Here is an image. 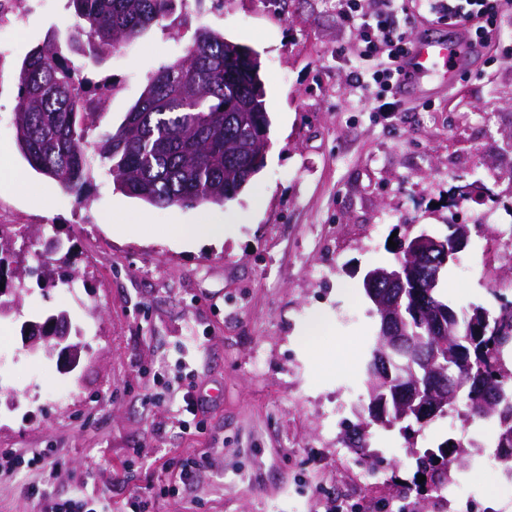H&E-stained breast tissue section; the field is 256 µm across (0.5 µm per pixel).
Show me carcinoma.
Segmentation results:
<instances>
[{"instance_id":"obj_1","label":"carcinoma","mask_w":512,"mask_h":512,"mask_svg":"<svg viewBox=\"0 0 512 512\" xmlns=\"http://www.w3.org/2000/svg\"><path fill=\"white\" fill-rule=\"evenodd\" d=\"M76 24L66 34L68 50L100 64L153 27H168L175 0H69ZM261 62L252 47L233 43L219 31L201 28L185 54L162 66L128 110L117 129L88 146L87 104L101 101L105 83L77 68L53 38L36 46L18 68L15 143L29 166L55 181L66 193L81 197L97 163L107 166L113 189L158 207L193 208L224 205L246 189L264 168L259 146L245 126L256 116L260 132L269 137L266 90ZM71 265L50 268L47 287L73 282ZM430 307L450 311L448 343L433 346L429 323L418 318ZM399 312L427 357L414 366L412 380L418 401L429 398L433 362L447 365L448 375L466 391L473 418L492 419L497 426L495 458L512 472V369L505 350L512 347V306L492 313L483 307L457 314L440 300L428 282L411 285L399 298ZM372 352L365 364L369 398L379 392ZM370 423L348 427V446L364 448L369 424L391 426L419 420L411 413L388 408L379 415L367 406ZM463 442L446 439L417 458L430 475L429 487L448 483L451 462Z\"/></svg>"}]
</instances>
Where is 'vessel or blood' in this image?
I'll use <instances>...</instances> for the list:
<instances>
[{
    "label": "vessel or blood",
    "instance_id": "b4317fda",
    "mask_svg": "<svg viewBox=\"0 0 512 512\" xmlns=\"http://www.w3.org/2000/svg\"><path fill=\"white\" fill-rule=\"evenodd\" d=\"M474 54L468 39L454 26L436 39L412 42L403 61L399 86L404 89L426 79L455 85L464 62Z\"/></svg>",
    "mask_w": 512,
    "mask_h": 512
}]
</instances>
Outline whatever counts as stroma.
I'll return each instance as SVG.
<instances>
[{"label": "stroma", "mask_w": 512, "mask_h": 512, "mask_svg": "<svg viewBox=\"0 0 512 512\" xmlns=\"http://www.w3.org/2000/svg\"><path fill=\"white\" fill-rule=\"evenodd\" d=\"M394 21L413 40L433 34L429 0H399ZM19 33L0 56V224L13 225L25 265L55 260L47 237L69 247L75 287L27 289L0 317V448L39 451L58 466L42 496L37 469L0 476V512H46L82 493L109 512H461L406 499L415 458L470 431L479 444L452 468L476 512L512 502V477L493 455L492 421L449 408L428 423L371 426L366 445L343 437L369 402L363 363L379 320L366 272L390 267L392 234L466 225L439 292L458 311H498L512 300V55L490 44L451 89L423 85L399 112H373L351 83L363 46L334 0H178L172 24L148 30L97 67L113 90L88 129L112 132L158 69L207 27L260 55L271 120L265 168L236 199L156 207L114 191L97 170L88 199L30 168L16 148V66L76 18L67 0H21ZM480 181L484 201L448 203ZM220 242L180 245L168 233L200 219ZM66 310L78 367L58 352L32 354L22 322ZM320 335H308L315 320ZM327 360L317 369L316 359ZM207 412L186 427L188 383ZM203 462L191 485L181 460Z\"/></svg>", "instance_id": "35a3bbf8"}]
</instances>
